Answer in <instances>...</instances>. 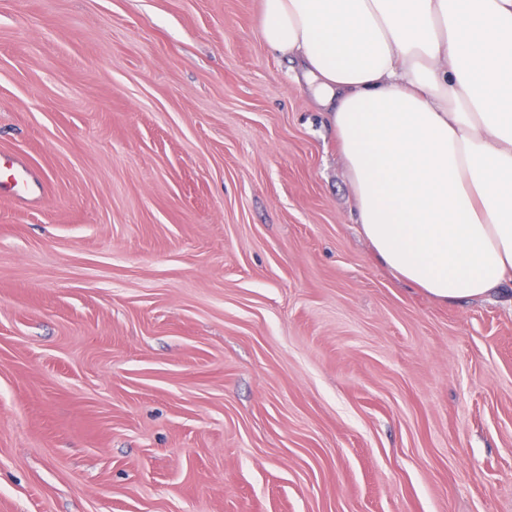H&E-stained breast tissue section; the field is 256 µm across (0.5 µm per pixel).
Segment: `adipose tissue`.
Returning a JSON list of instances; mask_svg holds the SVG:
<instances>
[{"label": "adipose tissue", "instance_id": "adipose-tissue-1", "mask_svg": "<svg viewBox=\"0 0 512 512\" xmlns=\"http://www.w3.org/2000/svg\"><path fill=\"white\" fill-rule=\"evenodd\" d=\"M336 134L357 223L441 304L512 281V0H262Z\"/></svg>", "mask_w": 512, "mask_h": 512}]
</instances>
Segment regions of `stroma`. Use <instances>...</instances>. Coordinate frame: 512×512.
Instances as JSON below:
<instances>
[{
    "mask_svg": "<svg viewBox=\"0 0 512 512\" xmlns=\"http://www.w3.org/2000/svg\"><path fill=\"white\" fill-rule=\"evenodd\" d=\"M262 0H0V512H512V306L356 232ZM0 194L36 201L42 197L43 186L37 173L24 159L0 153Z\"/></svg>",
    "mask_w": 512,
    "mask_h": 512,
    "instance_id": "35a3bbf8",
    "label": "stroma"
}]
</instances>
